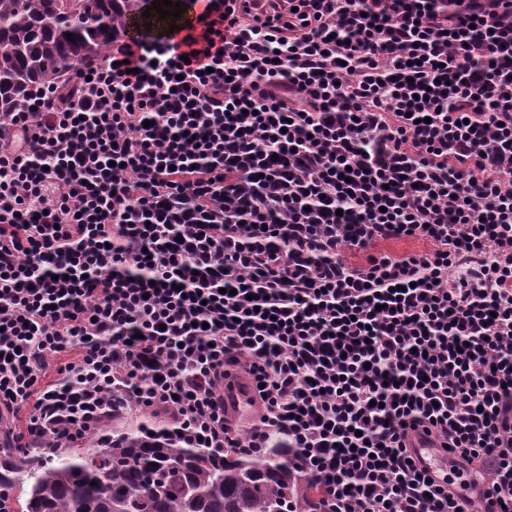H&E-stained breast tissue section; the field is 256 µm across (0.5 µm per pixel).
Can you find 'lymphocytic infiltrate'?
Segmentation results:
<instances>
[{
    "label": "lymphocytic infiltrate",
    "mask_w": 512,
    "mask_h": 512,
    "mask_svg": "<svg viewBox=\"0 0 512 512\" xmlns=\"http://www.w3.org/2000/svg\"><path fill=\"white\" fill-rule=\"evenodd\" d=\"M69 81L0 116V441L137 409L330 512H512V0H207ZM224 399L228 413L234 419H251L254 405L251 402V392L245 383H236L225 390ZM414 446L415 454L420 457L423 464L430 468L433 473L440 477L450 474L452 462L449 454H439L435 448H431L430 445L420 439H415Z\"/></svg>",
    "instance_id": "1"
}]
</instances>
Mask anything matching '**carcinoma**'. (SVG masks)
Returning <instances> with one entry per match:
<instances>
[{
    "instance_id": "obj_1",
    "label": "carcinoma",
    "mask_w": 512,
    "mask_h": 512,
    "mask_svg": "<svg viewBox=\"0 0 512 512\" xmlns=\"http://www.w3.org/2000/svg\"><path fill=\"white\" fill-rule=\"evenodd\" d=\"M150 2L0 0V114L16 111L32 87L59 85L103 59ZM24 484L13 512H324L326 504L285 448L260 456L195 448L144 424L64 448L1 450L0 486Z\"/></svg>"
}]
</instances>
